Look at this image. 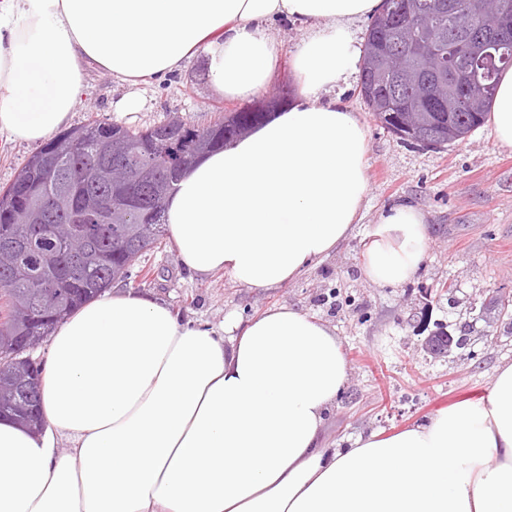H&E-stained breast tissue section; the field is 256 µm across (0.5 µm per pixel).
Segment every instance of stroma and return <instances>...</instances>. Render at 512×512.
<instances>
[{"instance_id": "obj_1", "label": "stroma", "mask_w": 512, "mask_h": 512, "mask_svg": "<svg viewBox=\"0 0 512 512\" xmlns=\"http://www.w3.org/2000/svg\"><path fill=\"white\" fill-rule=\"evenodd\" d=\"M203 67V57L189 60L170 81L148 88L145 107L129 115L112 110L123 88L106 72L89 70L71 124L98 119L141 128L176 114L208 127L238 104L202 80ZM336 93L369 127V193L350 238L275 288H246L221 273L192 274L170 245L144 254L126 286L194 324L216 327L228 316L246 318L281 304L326 323L342 342L349 375L321 437L327 447L349 448L358 435L390 433L486 396L497 367L512 363V323L479 318L490 298H512V151L499 148L484 126L440 149L399 140L368 112L355 72ZM405 200L425 213L430 244L412 278L381 287L362 272L365 236L384 206ZM465 325V347L444 357L424 350L437 328L456 336Z\"/></svg>"}]
</instances>
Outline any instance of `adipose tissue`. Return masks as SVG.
<instances>
[{
  "label": "adipose tissue",
  "instance_id": "obj_1",
  "mask_svg": "<svg viewBox=\"0 0 512 512\" xmlns=\"http://www.w3.org/2000/svg\"><path fill=\"white\" fill-rule=\"evenodd\" d=\"M380 3L0 0V138L68 126L91 65L126 87L119 113L202 52L225 99H255L283 54L266 24L302 23L299 101L183 173L166 209L188 271L279 286L362 218L368 128L331 91L354 67L355 22ZM488 122L511 151L512 68ZM429 241L417 206L389 205L365 277L403 283ZM347 376L338 336L301 310L190 327L161 300L113 290L53 331L43 427L0 420V512H512V364L479 400L333 451L320 430Z\"/></svg>",
  "mask_w": 512,
  "mask_h": 512
}]
</instances>
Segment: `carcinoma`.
I'll return each instance as SVG.
<instances>
[{
    "label": "carcinoma",
    "instance_id": "obj_1",
    "mask_svg": "<svg viewBox=\"0 0 512 512\" xmlns=\"http://www.w3.org/2000/svg\"><path fill=\"white\" fill-rule=\"evenodd\" d=\"M384 11L411 19L407 33L376 17L364 36L360 95L400 140L438 148L465 140L489 112L500 66L481 84L467 85V107L444 89L465 81L461 43L476 35L512 51V15L483 19L478 0H384ZM415 50L403 72L389 70L386 52ZM266 117L251 106L198 130L173 116L159 128H126L92 120L59 133L34 152L0 191V355L24 336H48L73 308L127 280L133 265L165 235L168 193L197 153L247 136ZM122 157L129 172L150 160L138 211L122 213L120 190L100 171ZM112 203V220H72L88 203ZM0 376V417L37 421L42 368L17 356Z\"/></svg>",
    "mask_w": 512,
    "mask_h": 512
}]
</instances>
